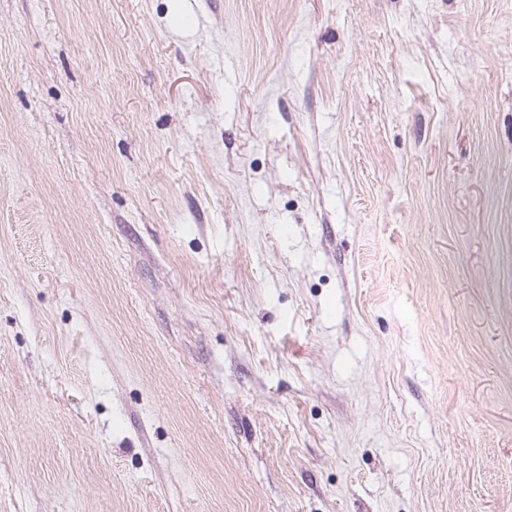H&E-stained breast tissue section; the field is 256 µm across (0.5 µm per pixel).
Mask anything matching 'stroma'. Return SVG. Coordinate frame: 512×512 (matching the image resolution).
<instances>
[{"label": "stroma", "mask_w": 512, "mask_h": 512, "mask_svg": "<svg viewBox=\"0 0 512 512\" xmlns=\"http://www.w3.org/2000/svg\"><path fill=\"white\" fill-rule=\"evenodd\" d=\"M0 512H512V0H0Z\"/></svg>", "instance_id": "stroma-1"}]
</instances>
